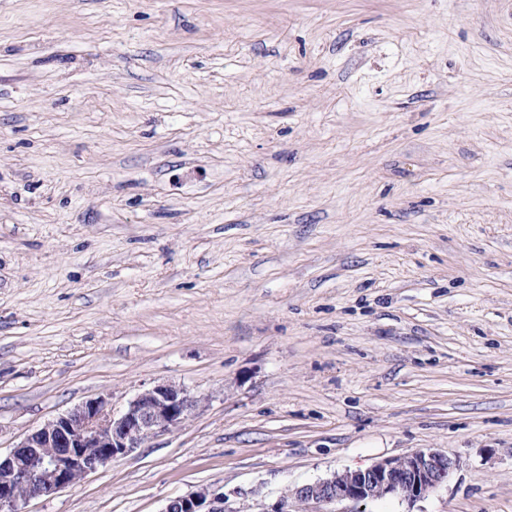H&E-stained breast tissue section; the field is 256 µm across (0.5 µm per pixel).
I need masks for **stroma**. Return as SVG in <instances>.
Here are the masks:
<instances>
[{"label": "stroma", "mask_w": 512, "mask_h": 512, "mask_svg": "<svg viewBox=\"0 0 512 512\" xmlns=\"http://www.w3.org/2000/svg\"><path fill=\"white\" fill-rule=\"evenodd\" d=\"M173 383L26 512L439 450L367 512H512V0H0V451Z\"/></svg>", "instance_id": "1"}]
</instances>
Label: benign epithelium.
<instances>
[{"instance_id":"benign-epithelium-1","label":"benign epithelium","mask_w":512,"mask_h":512,"mask_svg":"<svg viewBox=\"0 0 512 512\" xmlns=\"http://www.w3.org/2000/svg\"><path fill=\"white\" fill-rule=\"evenodd\" d=\"M183 387L157 384L117 410L104 396L90 398L27 434L0 455V512H24L31 499L50 496L125 457L149 440L172 432L205 402ZM457 460L437 450L378 461L292 489L270 512H292L295 504L329 512L350 501L366 504L387 496L414 503L447 481ZM163 512H228L224 493L202 487L168 501Z\"/></svg>"}]
</instances>
